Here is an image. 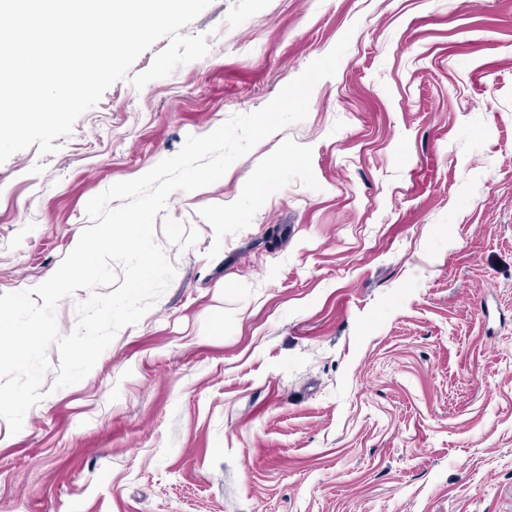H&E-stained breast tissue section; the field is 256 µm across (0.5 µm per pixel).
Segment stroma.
<instances>
[{"label": "stroma", "instance_id": "obj_1", "mask_svg": "<svg viewBox=\"0 0 512 512\" xmlns=\"http://www.w3.org/2000/svg\"><path fill=\"white\" fill-rule=\"evenodd\" d=\"M209 51L0 164V294L86 204L326 55L307 117L174 192L175 276L10 433L0 512H512V0H211Z\"/></svg>", "mask_w": 512, "mask_h": 512}]
</instances>
